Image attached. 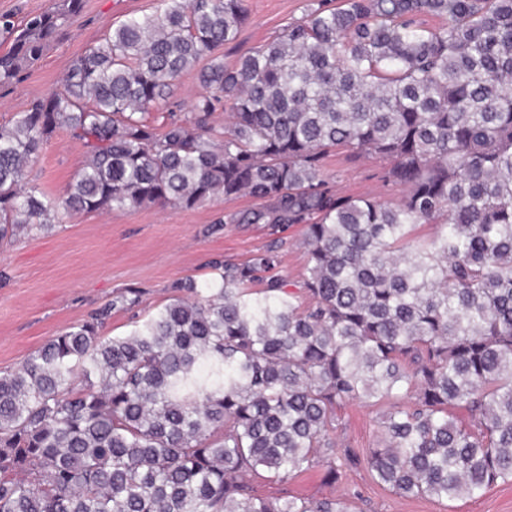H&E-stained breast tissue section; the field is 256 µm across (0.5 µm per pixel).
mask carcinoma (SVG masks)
Masks as SVG:
<instances>
[{
	"label": "carcinoma",
	"instance_id": "cac0c4a2",
	"mask_svg": "<svg viewBox=\"0 0 512 512\" xmlns=\"http://www.w3.org/2000/svg\"><path fill=\"white\" fill-rule=\"evenodd\" d=\"M84 4L1 14L0 84ZM247 19L245 0H157L0 123V247L64 215L248 194L269 205L240 220L305 225L309 262L301 287L255 291L275 250L214 258L129 334L102 331L139 306L134 289L0 373V512H354L355 492L251 484L320 461L329 483L365 467L437 501L512 482V0H320L226 64L215 51ZM201 60L183 112L171 98ZM60 133L87 161L50 197L28 169ZM335 148L387 161L399 201L332 193ZM436 221L439 237L411 238ZM355 401L387 406L364 454L336 442Z\"/></svg>",
	"mask_w": 512,
	"mask_h": 512
}]
</instances>
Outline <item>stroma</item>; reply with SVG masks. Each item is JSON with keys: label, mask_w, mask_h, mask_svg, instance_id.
<instances>
[{"label": "stroma", "mask_w": 512, "mask_h": 512, "mask_svg": "<svg viewBox=\"0 0 512 512\" xmlns=\"http://www.w3.org/2000/svg\"><path fill=\"white\" fill-rule=\"evenodd\" d=\"M248 19L237 38L218 51L225 62L280 35L318 0H245ZM156 0H86L82 14L70 20L63 36L50 43L42 59L20 80L0 86V123L29 104L61 89L72 62L103 38L112 26L133 15L152 13ZM85 163L79 143L65 135L53 138L33 164L30 178L50 195L62 194ZM382 161L338 149L327 153L322 168L332 192L396 201L400 193L379 178ZM248 196L216 197L194 209L149 206L89 213L56 225L46 234L24 236L0 249V372L15 370L48 339L82 322L118 294L136 289L141 303L131 311H113L103 332L126 335L134 319L146 318L169 301L173 284L210 277L208 261L217 255L233 264L276 250L274 276L288 285L308 275V257L300 224H248L242 213L260 208ZM381 406L356 402L340 409L338 441L359 452L375 447ZM315 465L285 482L258 478L259 495L321 499L359 492V512H512V483L488 488L477 498L452 501L408 498L378 485L367 469L346 473L335 484Z\"/></svg>", "instance_id": "stroma-1"}]
</instances>
